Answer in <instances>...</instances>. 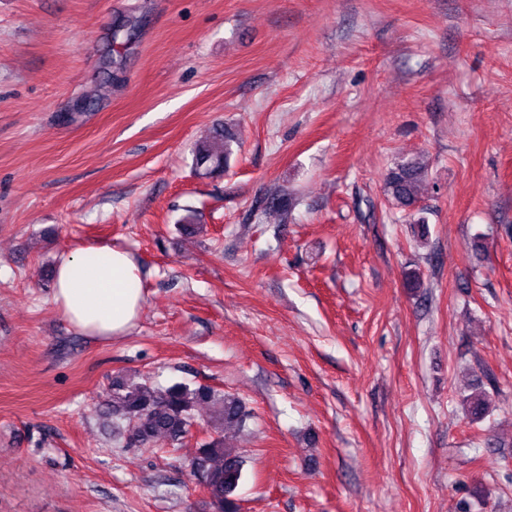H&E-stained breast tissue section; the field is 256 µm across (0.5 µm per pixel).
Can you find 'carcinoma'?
Here are the masks:
<instances>
[{"mask_svg":"<svg viewBox=\"0 0 512 512\" xmlns=\"http://www.w3.org/2000/svg\"><path fill=\"white\" fill-rule=\"evenodd\" d=\"M231 142L224 124H215L209 136L192 147L196 173L208 176L222 171L232 153ZM426 175L427 169L419 161L402 160L388 170L383 194L397 208L413 211L419 202L418 186ZM292 205V198L283 193L257 206L256 211L276 208L286 214ZM461 403L472 422L482 421L490 413L489 395L480 388L465 395ZM198 405L209 408V436L200 444L190 467L203 476L216 512H237L231 495L242 480L244 460L228 439L230 432L244 429L251 418L239 397L205 385L192 388L175 383L155 387L147 382L117 380L112 384L111 398L104 403V414L112 415L128 447H155L161 443L175 446L191 433Z\"/></svg>","mask_w":512,"mask_h":512,"instance_id":"obj_1","label":"carcinoma"}]
</instances>
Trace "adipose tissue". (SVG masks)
I'll return each instance as SVG.
<instances>
[{
	"mask_svg": "<svg viewBox=\"0 0 512 512\" xmlns=\"http://www.w3.org/2000/svg\"><path fill=\"white\" fill-rule=\"evenodd\" d=\"M142 270L125 248L104 246L61 255L52 300L80 332L99 338L127 335L142 306Z\"/></svg>",
	"mask_w": 512,
	"mask_h": 512,
	"instance_id": "adipose-tissue-1",
	"label": "adipose tissue"
}]
</instances>
